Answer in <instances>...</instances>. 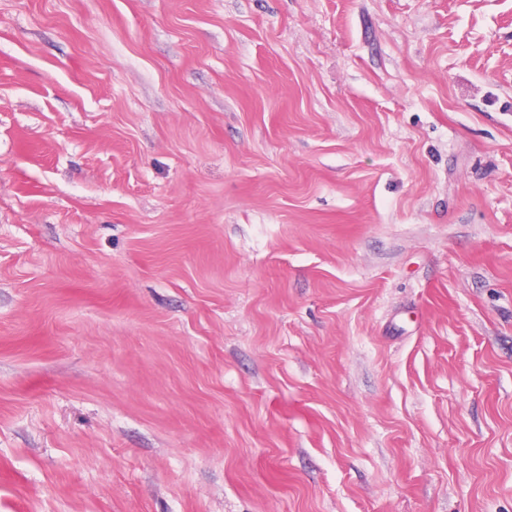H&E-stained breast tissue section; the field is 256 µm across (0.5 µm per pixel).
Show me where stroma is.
Wrapping results in <instances>:
<instances>
[{
    "label": "stroma",
    "mask_w": 512,
    "mask_h": 512,
    "mask_svg": "<svg viewBox=\"0 0 512 512\" xmlns=\"http://www.w3.org/2000/svg\"><path fill=\"white\" fill-rule=\"evenodd\" d=\"M0 512H512V0H0Z\"/></svg>",
    "instance_id": "obj_1"
}]
</instances>
